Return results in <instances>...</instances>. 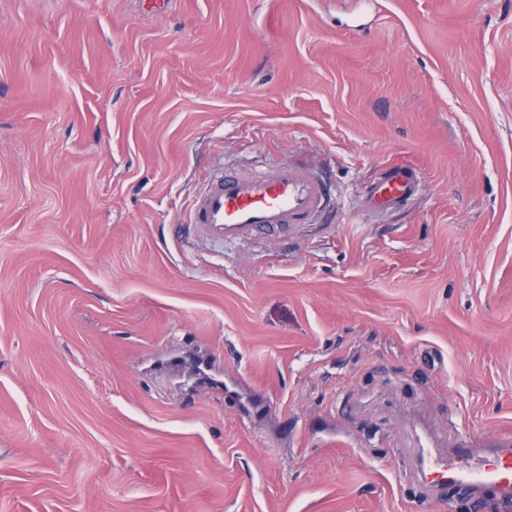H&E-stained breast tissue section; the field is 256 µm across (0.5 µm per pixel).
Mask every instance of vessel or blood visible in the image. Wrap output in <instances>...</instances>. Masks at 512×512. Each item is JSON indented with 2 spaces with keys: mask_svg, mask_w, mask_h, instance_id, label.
I'll return each instance as SVG.
<instances>
[{
  "mask_svg": "<svg viewBox=\"0 0 512 512\" xmlns=\"http://www.w3.org/2000/svg\"><path fill=\"white\" fill-rule=\"evenodd\" d=\"M420 187L414 169L392 167L370 184L367 198L372 208L384 210L408 203ZM330 205L324 181L304 166L281 165L251 176L219 171L197 198L191 222L213 241L280 238ZM417 475L435 487L459 489L477 500L490 495L510 504L512 434L496 437L486 452L470 438H460L449 454L422 458Z\"/></svg>",
  "mask_w": 512,
  "mask_h": 512,
  "instance_id": "b4317fda",
  "label": "vessel or blood"
}]
</instances>
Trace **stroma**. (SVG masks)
I'll return each instance as SVG.
<instances>
[{
	"mask_svg": "<svg viewBox=\"0 0 512 512\" xmlns=\"http://www.w3.org/2000/svg\"><path fill=\"white\" fill-rule=\"evenodd\" d=\"M299 163L333 223L188 224ZM504 430L512 0H0V512H508L402 470ZM421 187L419 174L408 167H392L382 172L368 187V202L385 210L408 203Z\"/></svg>",
	"mask_w": 512,
	"mask_h": 512,
	"instance_id": "stroma-1",
	"label": "stroma"
}]
</instances>
